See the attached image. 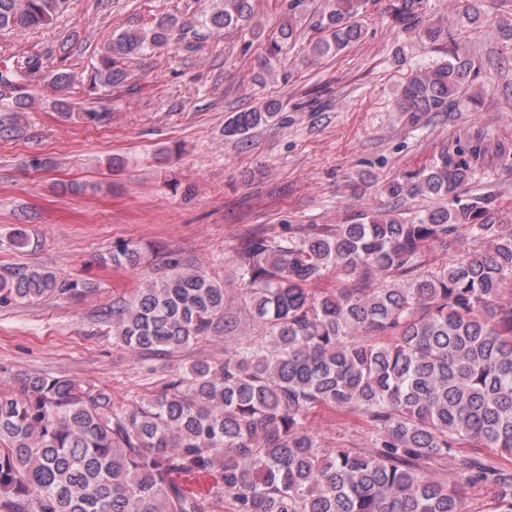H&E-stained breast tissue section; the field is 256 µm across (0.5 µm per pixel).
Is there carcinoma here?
I'll return each mask as SVG.
<instances>
[{"label":"carcinoma","instance_id":"obj_1","mask_svg":"<svg viewBox=\"0 0 512 512\" xmlns=\"http://www.w3.org/2000/svg\"><path fill=\"white\" fill-rule=\"evenodd\" d=\"M69 0H0V30L48 28ZM365 0H330L314 53L339 52L362 36ZM419 0H391L395 23L429 42L448 40L424 24ZM252 17L251 0H224L206 17L214 34ZM175 24L123 30L99 55L94 83L126 79L125 57L163 48ZM271 42L297 37L291 24ZM28 57L0 67L11 100L0 127L14 130L33 105L18 84L41 69ZM472 64L458 56L419 69L398 109L412 125L449 111ZM282 107L235 113L224 135L246 140ZM87 124L110 112L66 113ZM480 143L443 149L433 163L388 186L391 196L437 200L415 219L366 215L329 230L311 224L277 240L249 234L236 263L239 300L257 333L224 358L195 361L163 390L124 407L93 383L33 374L0 388V512H474L437 465L457 448H492L497 458L461 456L458 478L493 491V512H512V227L489 219L485 199L461 202ZM470 247L448 264L432 255ZM112 266L136 270L139 248L123 243ZM350 286L314 293L330 270ZM85 283L45 268L0 270V303L78 296ZM224 282L168 259V271L112 302V336L140 356L177 357L227 326ZM327 405L363 417L373 452L327 449L306 425ZM213 480L206 493L185 485Z\"/></svg>","mask_w":512,"mask_h":512}]
</instances>
